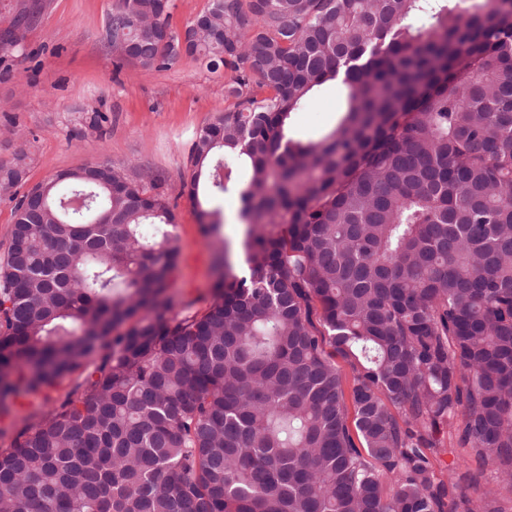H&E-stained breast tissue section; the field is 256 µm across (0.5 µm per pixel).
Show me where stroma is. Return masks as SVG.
I'll return each instance as SVG.
<instances>
[{
	"label": "stroma",
	"instance_id": "obj_1",
	"mask_svg": "<svg viewBox=\"0 0 512 512\" xmlns=\"http://www.w3.org/2000/svg\"><path fill=\"white\" fill-rule=\"evenodd\" d=\"M119 0H0V31L19 11L34 6L37 25L18 30L16 46H0V164L27 156L28 184L89 163L112 164L132 177L151 173L177 215L180 257L169 295L171 314L203 311L212 299L214 244L182 195L192 170L195 135L229 107L223 72L191 56L163 70L116 62L107 37ZM340 97L321 89L294 116L311 137L334 125ZM103 115L99 128L90 120ZM67 378L0 410V451L18 432L46 416L74 385Z\"/></svg>",
	"mask_w": 512,
	"mask_h": 512
}]
</instances>
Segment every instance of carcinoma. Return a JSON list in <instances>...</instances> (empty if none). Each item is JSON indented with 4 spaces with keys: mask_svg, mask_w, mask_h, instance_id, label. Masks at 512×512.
<instances>
[{
    "mask_svg": "<svg viewBox=\"0 0 512 512\" xmlns=\"http://www.w3.org/2000/svg\"><path fill=\"white\" fill-rule=\"evenodd\" d=\"M463 3L208 0L185 26L235 99L182 185L217 240L200 313L168 316L177 222L156 185L99 165L17 198L0 409L84 378L0 452V507L507 512L486 466L512 486V0ZM161 10L121 0L118 61L181 56L142 23L178 39ZM328 83L340 116L303 138L293 116ZM231 192L240 261L211 205ZM447 435L475 461L451 484Z\"/></svg>",
    "mask_w": 512,
    "mask_h": 512,
    "instance_id": "carcinoma-1",
    "label": "carcinoma"
}]
</instances>
